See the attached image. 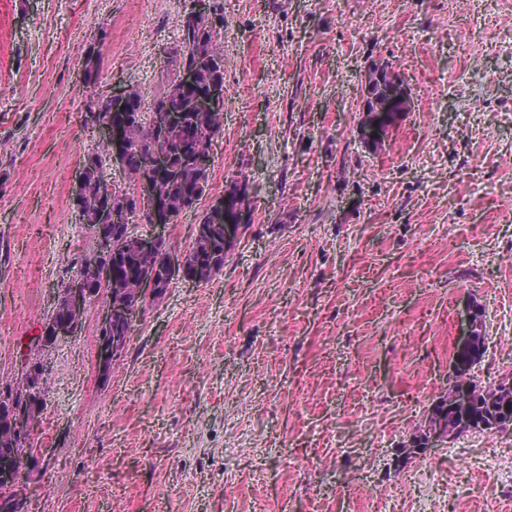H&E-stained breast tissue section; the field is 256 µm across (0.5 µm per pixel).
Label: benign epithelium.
Wrapping results in <instances>:
<instances>
[{
	"label": "benign epithelium",
	"instance_id": "1",
	"mask_svg": "<svg viewBox=\"0 0 512 512\" xmlns=\"http://www.w3.org/2000/svg\"><path fill=\"white\" fill-rule=\"evenodd\" d=\"M211 15V0H192V6L186 18L196 26L208 20ZM201 66L202 61L199 59L189 66H184L180 71L183 94L179 100L174 104L167 102L158 105L148 113V123L156 140L160 142L167 140L171 132L183 130L197 113L211 112L221 105L224 99V87L219 84L200 86L198 70ZM367 82L375 86V89L370 96V103L363 104L362 118L357 131L361 142L366 147L374 149L382 145L392 125L375 130L369 124L368 113L388 112L392 115L393 121H398L402 112L405 111L402 102L407 89L405 84L392 76L382 79V74L378 71L368 73ZM104 100L105 110L119 116L126 123L130 124L140 118V113L136 112V99L130 94L129 88H114L106 93ZM88 121L99 134V140L110 146L109 160L125 173H131L127 143L120 136L118 129L112 125V121L102 118L96 111L88 114ZM186 167L194 168L199 172H208L211 168V158L198 150L187 149L183 151L180 163L175 164L167 154L158 152L151 162L149 175L142 177L136 183L131 197L139 210H146L151 215L152 223L149 224L151 233H136L132 225L127 223V211L109 209L105 213L107 223L125 224L127 232L119 240L114 237L108 239L104 229L101 228L97 231L96 238L103 243L109 242L115 251L125 244H130L147 254L154 252L163 241V236L157 234V230L171 223L168 213L162 210L158 202V187L163 182L182 181V171ZM225 201L224 197L214 199L207 209V214L210 223L224 225L225 240L233 242L245 225L224 223ZM187 263V256L167 253L160 269H149L141 274L135 302L108 301L101 305L98 316L99 325L107 327L118 320L134 323L141 309L139 301L162 298L174 281L186 279ZM111 278V267L90 264L88 277L76 279L68 289L64 298L63 318H53L49 321L52 340L71 335L82 327L91 299L105 290ZM480 332L482 329L477 315L467 312L462 322L456 350L470 354L471 361L465 365L452 361L451 377L457 379V382L448 393L439 396L433 402L424 428L406 445L408 454L417 456L431 448H441L449 440L467 432H501L512 428V405L507 403V398L512 396V380L509 379L493 389L480 387L476 390L458 381L460 376L470 374L481 359L484 351V336L480 335ZM127 344L126 339L111 341L106 336L98 337V369L101 376L110 375L112 365L120 359ZM8 424L11 433L15 436L24 437L30 432L31 423L25 414L10 416ZM34 453H38V450L17 455L12 468L0 470V493L12 495L16 500H21L18 484L23 473L30 471V460Z\"/></svg>",
	"mask_w": 512,
	"mask_h": 512
}]
</instances>
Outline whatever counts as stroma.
Listing matches in <instances>:
<instances>
[{"mask_svg": "<svg viewBox=\"0 0 512 512\" xmlns=\"http://www.w3.org/2000/svg\"><path fill=\"white\" fill-rule=\"evenodd\" d=\"M224 130L209 190L164 230L184 253L211 201L251 219L208 282L146 302L101 378L91 306L41 353L26 512H512V429L405 458L465 307L512 378V12L496 0H218ZM191 0H0V382L97 242L75 205L80 81L167 88ZM410 112L357 136L375 60Z\"/></svg>", "mask_w": 512, "mask_h": 512, "instance_id": "1", "label": "stroma"}]
</instances>
